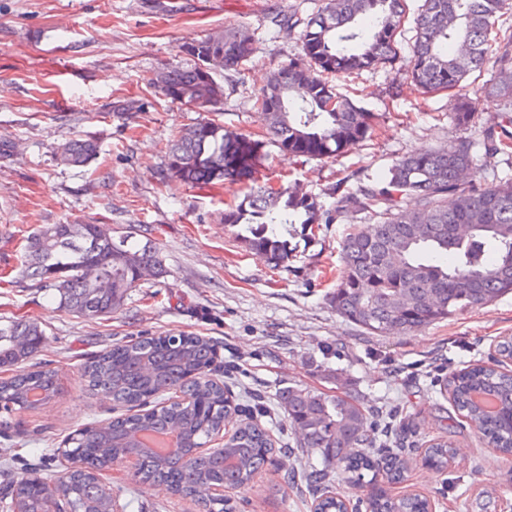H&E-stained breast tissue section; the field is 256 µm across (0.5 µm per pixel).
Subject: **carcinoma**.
<instances>
[{"instance_id":"cac0c4a2","label":"carcinoma","mask_w":512,"mask_h":512,"mask_svg":"<svg viewBox=\"0 0 512 512\" xmlns=\"http://www.w3.org/2000/svg\"><path fill=\"white\" fill-rule=\"evenodd\" d=\"M512 0H422L414 18L413 65L408 78L427 93H448V114L467 130L478 120L465 82L473 73L489 74L485 87L505 100L506 111L483 130V167H477L471 141L457 139L440 149L404 156L379 184L337 193L333 208L298 186L275 188L260 180L264 142L229 129L224 87L213 78L221 66L238 75L255 51L243 29L181 45L197 60L161 78L163 95L206 117L180 129L165 153V174L198 188L226 182L246 185L239 202L224 208V223L244 224L251 249L274 265L288 262L281 228L299 224L315 230L348 212L374 216L375 224L355 227L342 241L336 285L329 293L338 315L381 335L392 325L419 331L440 320L482 309L512 294V177L496 175L492 160L512 155V25L503 16ZM406 0H320L306 18L295 11L276 14V27L301 28L304 57L273 69L256 96L264 111L266 135L292 157L337 156L367 138L374 115L361 112L336 94L325 76H349L396 58V36L405 19ZM99 153L98 140L79 136L58 148L61 163L85 167ZM453 203H448V198ZM165 273L156 247L129 233L114 234L108 224H46L25 239L20 279L52 292L57 309L87 319L122 310L131 289ZM46 334L40 321L0 320V414L34 409L59 388L52 369L29 367ZM217 359L214 343L203 336H140L84 363L89 386L118 406L155 405L94 427L88 437H69L82 449L87 466L71 479L80 495L107 512L112 492L95 471L129 450L144 459L143 477L186 497L222 480L242 488L272 462L275 448L265 428L243 419L232 432L225 423L235 413L224 384L207 376ZM458 414L492 444L512 453V371L480 364L467 367L445 386ZM181 396L174 400L166 394ZM288 421L302 427L299 445L318 452L322 468L307 472L314 486H328L332 472L345 465L354 482L371 486L366 512H429L418 495L393 496L369 479L382 474L400 482L399 454L374 458L353 449L373 443L366 410L352 395L329 396L307 389L281 392ZM177 434V447L202 448L224 434L221 449L200 452L185 463L159 444ZM451 442L425 449L423 463L446 469ZM46 484L17 481L11 499L20 512H59L44 494ZM314 512H347L338 497L322 492Z\"/></svg>"}]
</instances>
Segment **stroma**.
<instances>
[{"instance_id": "obj_1", "label": "stroma", "mask_w": 512, "mask_h": 512, "mask_svg": "<svg viewBox=\"0 0 512 512\" xmlns=\"http://www.w3.org/2000/svg\"><path fill=\"white\" fill-rule=\"evenodd\" d=\"M318 0H0V139L13 149L0 157V317L46 325L38 365L59 375V391L40 408L11 416L0 427V506L21 478L66 472L56 450L76 429L125 414L109 396L90 389L80 368L106 347L140 335L193 333L217 346L211 376L223 381L233 405L258 406L256 420L277 447L272 465L244 489L228 492L236 512H312L320 495L305 481L302 463L321 466L317 452L297 445V433L278 403L288 387L360 395L376 429L374 452L399 453L404 479L394 495L419 494L433 512H501L512 502V456L491 448L465 419L445 433L453 408L447 379L470 364L496 358L500 337L512 336V294L478 311L413 333L377 336L329 306L340 242L351 225L370 223L349 213L295 237L294 257L274 268L224 221L237 184L198 189L161 178L165 146L199 113L163 96L154 78L193 67L181 44L232 27L246 28L255 52L243 70L246 88L230 89L225 71L224 123L262 138L266 125L254 95L269 69L300 57L295 30L272 26L271 14L315 12ZM412 30L394 62L334 79L337 92L374 113L375 131L342 157L298 161L266 146L261 176L273 185L297 184L332 206L338 181L356 188L380 180L400 157L465 136L481 142L502 101L479 97V125L465 132L448 118L446 95L423 93L407 81ZM78 135L100 142L89 166L58 161L60 144ZM109 224L151 241L162 277L141 283L122 311L89 320L56 310L47 292L13 278L25 238L43 224ZM449 437L448 469L422 462L424 450ZM121 512H202L198 500L116 465L102 471Z\"/></svg>"}]
</instances>
